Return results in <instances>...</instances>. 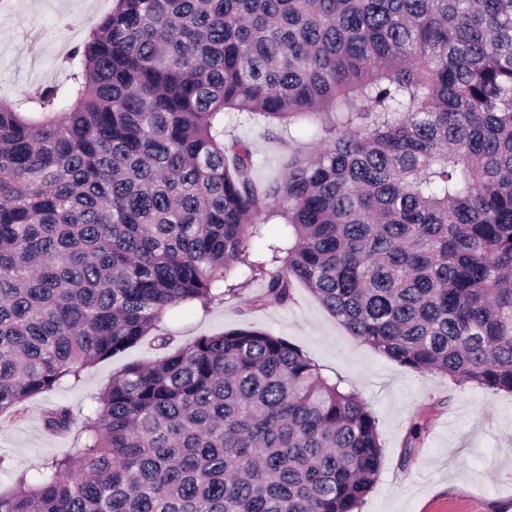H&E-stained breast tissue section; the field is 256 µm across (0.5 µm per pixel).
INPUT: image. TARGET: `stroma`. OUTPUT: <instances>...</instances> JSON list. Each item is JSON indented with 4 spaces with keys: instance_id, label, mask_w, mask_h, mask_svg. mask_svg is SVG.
<instances>
[{
    "instance_id": "obj_1",
    "label": "stroma",
    "mask_w": 512,
    "mask_h": 512,
    "mask_svg": "<svg viewBox=\"0 0 512 512\" xmlns=\"http://www.w3.org/2000/svg\"><path fill=\"white\" fill-rule=\"evenodd\" d=\"M114 0H0V95L20 111L38 107L33 94L61 83V63L82 46ZM249 142L259 182L276 179L289 155H314L320 148L310 129L293 125L267 133L263 125L237 128ZM261 281L249 282L233 298L203 309L188 305L161 323L176 344L235 328L280 336L303 350L330 380L340 381L374 412L383 457L361 512H512V396L480 386H456L448 377L419 374L348 335L303 286L287 306L250 308ZM161 352L150 339L64 378L53 391L27 401L21 415L0 417V493L16 476L45 458L76 455L78 430L52 435L43 428L47 410L68 404L74 415L92 407L112 376L132 362H150ZM425 425V440L409 464H401V442L412 422Z\"/></svg>"
}]
</instances>
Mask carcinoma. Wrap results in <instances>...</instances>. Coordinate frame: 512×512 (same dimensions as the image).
I'll return each instance as SVG.
<instances>
[{
	"label": "carcinoma",
	"mask_w": 512,
	"mask_h": 512,
	"mask_svg": "<svg viewBox=\"0 0 512 512\" xmlns=\"http://www.w3.org/2000/svg\"><path fill=\"white\" fill-rule=\"evenodd\" d=\"M67 63L41 111L0 98V416L147 336L166 354L0 512H359L366 403L281 337L159 330L239 266L255 308L300 284L400 365L512 396V0H116ZM226 117L321 149L261 185ZM273 216L288 240L253 260Z\"/></svg>",
	"instance_id": "1"
}]
</instances>
